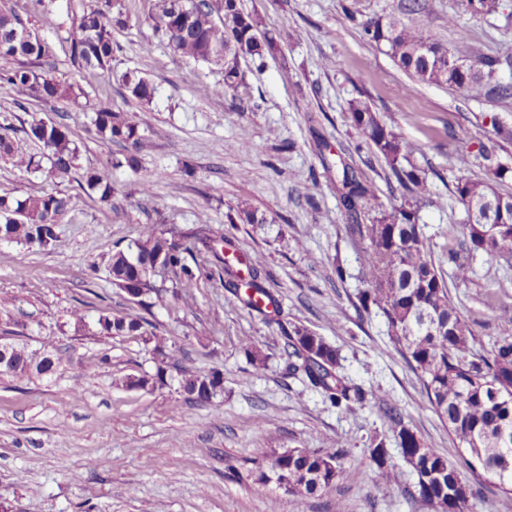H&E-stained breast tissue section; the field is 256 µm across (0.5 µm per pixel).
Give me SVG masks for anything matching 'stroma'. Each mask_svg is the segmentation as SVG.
Wrapping results in <instances>:
<instances>
[{"label":"stroma","instance_id":"35a3bbf8","mask_svg":"<svg viewBox=\"0 0 512 512\" xmlns=\"http://www.w3.org/2000/svg\"><path fill=\"white\" fill-rule=\"evenodd\" d=\"M401 3L241 0L245 12L259 16L261 31L275 36L278 50L261 63L241 59V85L204 98L199 86L221 81L220 71L175 55L148 21L153 0H122L126 23L112 30L108 75L71 65L35 0H0V8H11L51 41L47 65L83 90L75 101L32 99L21 109L0 98L1 127L64 123L84 170L108 167L127 151L102 144L91 122L94 106L162 132L139 171L113 170L108 203L89 197L76 180L56 184L46 173L0 159V196L55 187L70 198L58 249L0 242V296L13 300L0 312V339L63 357L51 376L0 374V502L9 512H268L272 503L278 512H336L340 503L346 512H435L408 497L417 482L412 471L393 485L364 463L376 439L399 454L391 411L426 447L456 465L462 458L447 427L424 406L421 382L397 352L383 315L360 306L364 244L349 229L336 173L324 169L317 144L326 142L331 154L373 180L386 209L402 190L360 147L349 101L369 99L416 146L415 163L430 171V200L419 221L472 331L470 346L487 357L496 341L512 339V263L479 252L469 259L468 281L453 280L446 232L465 218L453 193L459 152L470 155L469 177L483 179L481 152L494 151L508 171L491 184L512 194V144L495 134L496 125L512 126V110L414 82L368 42L363 23L398 12ZM421 3L409 20L428 39L459 53L462 30L468 46L512 60V0H500L498 13L483 17L463 12L460 0ZM127 72L156 86L151 103L130 97L122 83ZM244 133L253 149L234 150ZM145 183L150 193L142 192ZM244 208L260 223L239 220ZM202 213L211 237L234 240L242 254L263 255L262 284L278 311L265 316L246 307L224 286L223 254L208 251L187 257L190 282L167 280L174 292L167 305L144 307L113 285V252L133 244L145 225L179 241L202 228ZM76 308L87 314L81 331L70 322ZM103 310L147 319L150 332L166 340L164 357L144 337L98 334ZM296 326L335 348L341 375L366 393L364 408H336L301 376L288 375L284 334ZM254 351L265 356V369H254ZM93 360L97 368L85 374ZM162 362L166 386L126 385L127 377L153 376ZM184 369L220 372L222 393L206 403L188 400L178 383ZM274 448L344 449L342 474L308 497L260 484L256 464Z\"/></svg>","mask_w":512,"mask_h":512}]
</instances>
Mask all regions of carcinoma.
Returning a JSON list of instances; mask_svg holds the SVG:
<instances>
[{
	"mask_svg": "<svg viewBox=\"0 0 512 512\" xmlns=\"http://www.w3.org/2000/svg\"><path fill=\"white\" fill-rule=\"evenodd\" d=\"M112 5L113 0H71L67 11L70 25L65 27L57 22L54 0H49L43 20L50 21L48 27L53 32L65 33L61 41L74 67L111 71L112 28L125 23L122 12L112 15ZM461 7L472 15H491L498 11L499 0H461ZM149 20L175 53L217 66L224 73L221 82L199 87V94L205 97L237 88L240 58L262 59L275 50L273 38L257 37L258 21L244 12L241 0H157ZM364 33L369 40L388 47L393 61L416 82L460 89L473 99L496 100L506 109L512 106V82L496 79L502 65L497 58L476 54L473 62L459 67L454 64L457 55L429 41L399 15L366 23ZM50 53L45 40L12 12L0 9V57L22 59L17 66L0 70V91L13 103L20 106L30 96L46 101L77 97L74 84L41 66L40 60ZM123 82L131 97L139 101L149 102L155 96L156 87L135 73L124 74ZM349 109L360 143L383 159L389 169L386 180L395 181L405 191L399 204L381 211L375 185L362 179L344 159L336 161V188L352 221L350 230L366 241L361 256L365 287L358 294L361 307L366 311L374 307L383 314L398 353L421 381L424 404L448 425L467 453L463 466H455L437 450L425 447L399 414H388L397 429L402 460L417 476L415 491L409 496L442 512H468L473 507V483L484 475L496 477L502 489L512 491V467L503 465L506 459L512 461V339L497 341L488 358H469L471 329L449 296L425 225L419 223L418 203L428 184L425 171L410 160L413 145L396 134L368 103L353 101ZM91 121L105 143L131 146V153L112 161L114 167L136 169L157 136V131L141 127L108 106L95 109ZM32 142L41 145V157L29 151ZM0 158L26 172L41 170L45 159L50 174L64 179L79 169L80 149L70 139L66 125L39 120L32 122L21 138L0 132ZM79 186L107 202L112 197V170H87ZM454 193L464 206L466 221L448 226V240L462 236L469 239L473 250L511 261L512 195L467 177L457 180ZM496 200L504 202V209L496 210V222L488 224L482 217L489 203ZM68 205L69 198L59 192L23 200L0 198V236L55 249L60 243L56 224ZM372 212L371 223H361L362 216ZM200 244L215 249L214 240L205 236H190L175 243L149 224L134 244L113 252L109 264L112 284L146 307L144 298H163L156 277L171 270L183 280L193 279L185 255L194 254ZM248 267L250 280L242 292L238 272L224 262L225 287L259 312L265 306L277 305L260 283L264 274L261 259L249 258ZM146 324L142 318L110 314L97 320L100 333L107 336H141ZM283 355L288 371L303 374L331 404L348 410L364 405L363 389L337 374V352L322 337L297 327L285 336ZM54 368L53 358L20 348L14 350V364L6 373L23 377L33 370L49 374ZM220 384V374L208 371L189 374L181 381L183 391L199 402L215 397ZM343 458L340 448L333 452L274 450L256 467L257 479L278 484L285 477L288 492L311 495L338 479ZM367 465L388 480L399 472V463L382 439L369 448Z\"/></svg>",
	"mask_w": 512,
	"mask_h": 512,
	"instance_id": "cac0c4a2",
	"label": "carcinoma"
}]
</instances>
